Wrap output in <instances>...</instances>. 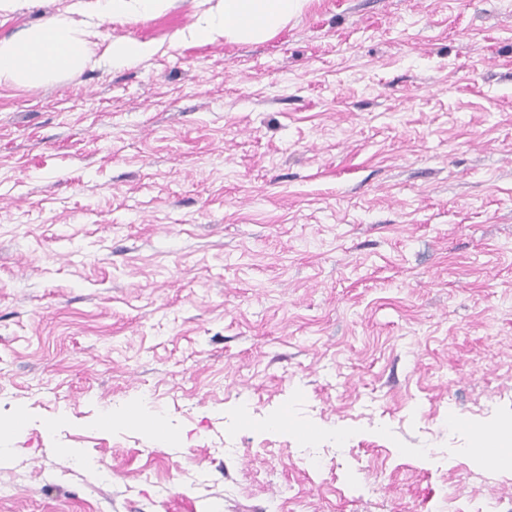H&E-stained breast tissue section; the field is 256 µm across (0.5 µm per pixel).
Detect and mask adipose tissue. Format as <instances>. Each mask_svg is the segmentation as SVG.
<instances>
[{"label": "adipose tissue", "instance_id": "obj_1", "mask_svg": "<svg viewBox=\"0 0 512 512\" xmlns=\"http://www.w3.org/2000/svg\"><path fill=\"white\" fill-rule=\"evenodd\" d=\"M196 22L179 31L182 42L250 43L277 33L299 16L308 0H205ZM99 60L88 42L74 34L69 17L58 16L0 41V81L43 86L68 70L95 68Z\"/></svg>", "mask_w": 512, "mask_h": 512}]
</instances>
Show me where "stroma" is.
Segmentation results:
<instances>
[{
    "instance_id": "obj_1",
    "label": "stroma",
    "mask_w": 512,
    "mask_h": 512,
    "mask_svg": "<svg viewBox=\"0 0 512 512\" xmlns=\"http://www.w3.org/2000/svg\"><path fill=\"white\" fill-rule=\"evenodd\" d=\"M95 3L0 10L159 47L0 84V512H512V0ZM104 17L150 18L171 8L176 0H103ZM308 0H204L209 4L196 22L179 31L182 42L224 41L250 43L264 40L299 16Z\"/></svg>"
}]
</instances>
